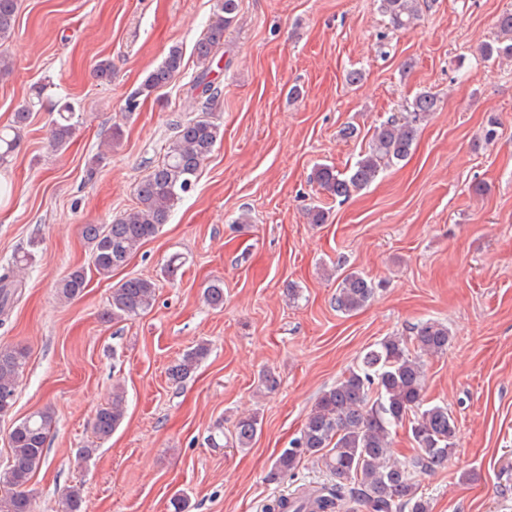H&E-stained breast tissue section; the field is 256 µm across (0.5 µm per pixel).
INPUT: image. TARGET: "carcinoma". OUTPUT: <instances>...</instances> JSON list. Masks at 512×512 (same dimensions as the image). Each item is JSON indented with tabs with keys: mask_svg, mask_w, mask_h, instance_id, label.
<instances>
[{
	"mask_svg": "<svg viewBox=\"0 0 512 512\" xmlns=\"http://www.w3.org/2000/svg\"><path fill=\"white\" fill-rule=\"evenodd\" d=\"M380 9L396 30H408L419 18V0H379ZM18 0H0V41L14 31ZM237 0H217L216 12L195 46L199 72L193 86L212 94V64L224 48V32L236 22ZM182 53L172 48L164 60L144 79L135 95L126 102L127 111L138 107V97H150L166 87L180 72ZM438 109V98L429 91L418 93L408 105L407 115L375 128L372 145L350 169L341 174L332 166L319 165L310 180L335 198H348L375 181L381 169L405 160L416 140L418 124ZM53 123L50 146L63 148L75 125L68 106ZM30 118L29 109L14 113L12 123L0 128V168L11 164L21 133ZM221 127L206 116L175 123L163 159L136 187V205L109 224H84L91 265L109 278L147 240L167 223L174 208L196 184L199 172L217 141ZM28 264V255L15 258L13 267L0 274V308L6 309L17 288L14 269ZM87 287V271L77 267L64 275L57 286V298L69 302ZM156 283L130 277L112 288L107 315L114 320L137 317L154 301ZM375 293V284L360 272L346 274L336 290V308L344 313L361 309ZM212 308L224 307V281L211 280L203 292ZM448 327L427 320L415 327L410 337L389 336L368 350L353 369L325 390L309 413L300 435L289 442L275 459L270 479L288 474L306 461L317 460L336 483L308 509L301 497L292 500L288 512H337L349 503L360 504L367 512H430L428 500L418 494L415 475L435 472L448 464L455 446L457 421L445 405L426 403L423 357L448 350ZM209 353L205 342L186 351L167 369L168 379L181 382L197 369ZM27 363V351L19 346L0 347V416L7 415L16 402L19 377ZM123 386H112V398L95 415L94 433L100 440L112 436L125 417ZM410 424L413 454L405 462L392 459L393 428ZM55 423L50 407L39 409L13 424L8 443L11 450L0 474V512H34L27 486L47 461V443ZM259 426L256 415H244L235 424L231 441L247 448ZM81 488L72 487L62 500V512H82Z\"/></svg>",
	"mask_w": 512,
	"mask_h": 512,
	"instance_id": "1",
	"label": "carcinoma"
}]
</instances>
